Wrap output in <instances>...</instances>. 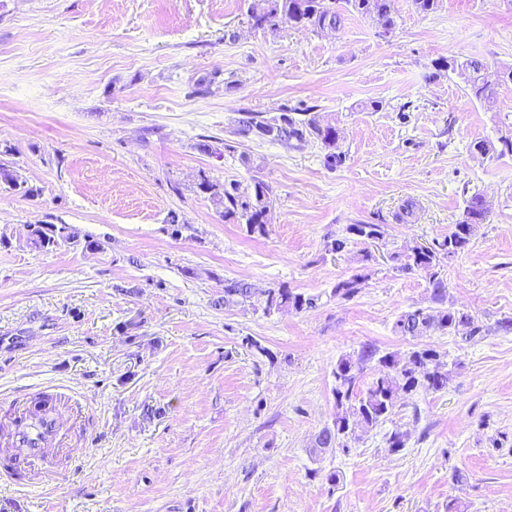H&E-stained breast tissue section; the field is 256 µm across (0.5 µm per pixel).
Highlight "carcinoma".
<instances>
[{
    "label": "carcinoma",
    "instance_id": "carcinoma-1",
    "mask_svg": "<svg viewBox=\"0 0 512 512\" xmlns=\"http://www.w3.org/2000/svg\"><path fill=\"white\" fill-rule=\"evenodd\" d=\"M357 13L375 19L383 27H396L393 0H251L248 17L256 29L275 27L279 24L310 27L316 31L342 27L345 13ZM439 71L458 73L473 97L487 104L493 103L497 88L506 81L512 82V68H492L489 62L470 58L463 62L456 58L435 62ZM233 134L240 138L257 135L259 139L276 141L284 146H294L308 139H315L328 150L325 163L333 168L345 160L338 150L339 133L336 126L314 114V107L286 108L276 115L249 112L238 121ZM24 195L35 196L38 190L21 180L8 162L0 159V185ZM197 191L208 196L223 208L224 221L245 225L250 236L267 235L271 217L267 198L271 186L255 180L249 191H240L239 184H219L207 175L200 177ZM484 200L472 195L466 200L464 219L454 225L448 236L432 247L416 246L405 256L402 269L423 272L431 286L432 307H418L401 313L394 322V331L402 336L422 337L433 332L453 333L465 340L483 335L482 326L471 316L446 306L447 290L441 277L443 261L464 251L470 243L472 226L485 217ZM347 232L366 240L383 237L380 224H352ZM75 238L65 225L41 224L31 229L29 242L39 250H49ZM364 277L353 275L336 283L334 294L351 299L357 295ZM264 305L270 313L284 308L301 310L314 305V299L289 288H270L258 293L242 281H224V305ZM439 354L428 348L407 354L382 353L367 344L355 355H344L336 362L334 377L336 387V416L332 425L324 427L315 440L313 453L326 448L346 450L349 442L358 439V432L377 427L386 421L403 396L424 390L438 392L448 386L450 373L438 362ZM375 363L377 376L366 389H360L364 367Z\"/></svg>",
    "mask_w": 512,
    "mask_h": 512
}]
</instances>
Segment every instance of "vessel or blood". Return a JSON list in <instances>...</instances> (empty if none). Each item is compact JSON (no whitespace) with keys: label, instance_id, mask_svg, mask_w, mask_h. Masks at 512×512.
<instances>
[{"label":"vessel or blood","instance_id":"1","mask_svg":"<svg viewBox=\"0 0 512 512\" xmlns=\"http://www.w3.org/2000/svg\"><path fill=\"white\" fill-rule=\"evenodd\" d=\"M6 418L0 481L18 490L53 486L57 477L48 462L54 457L72 460V441L85 430L84 406L71 401L55 384L36 399L14 401Z\"/></svg>","mask_w":512,"mask_h":512}]
</instances>
